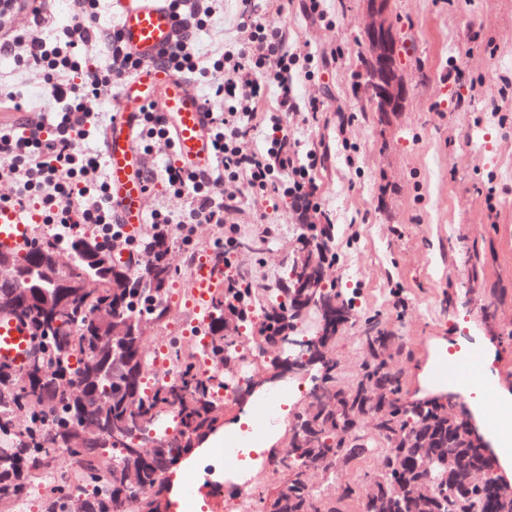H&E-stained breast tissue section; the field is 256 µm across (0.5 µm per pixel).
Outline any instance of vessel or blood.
Instances as JSON below:
<instances>
[{
    "label": "vessel or blood",
    "instance_id": "b4317fda",
    "mask_svg": "<svg viewBox=\"0 0 512 512\" xmlns=\"http://www.w3.org/2000/svg\"><path fill=\"white\" fill-rule=\"evenodd\" d=\"M112 10L124 49L141 61L138 71L120 85L103 139L112 200L120 223L131 230L145 220L147 189L135 147V132L145 108L162 112L172 131L174 151L188 168L207 170L215 160L209 141L210 117L202 99L189 92L185 78L158 63L179 28L168 0H112ZM33 234V224L19 209H0L1 251L25 248ZM216 282L211 264L200 260L189 291L198 309H205ZM31 352L27 326L18 317L1 314L0 363L23 369Z\"/></svg>",
    "mask_w": 512,
    "mask_h": 512
}]
</instances>
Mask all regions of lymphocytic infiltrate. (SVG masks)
Returning a JSON list of instances; mask_svg holds the SVG:
<instances>
[{
    "label": "lymphocytic infiltrate",
    "instance_id": "obj_1",
    "mask_svg": "<svg viewBox=\"0 0 512 512\" xmlns=\"http://www.w3.org/2000/svg\"><path fill=\"white\" fill-rule=\"evenodd\" d=\"M169 4L183 34L159 63L173 72L195 75L209 88L206 103L216 166L210 174L192 172L173 156L161 169H146L148 189L162 187L185 202L177 212L152 209L146 233L166 239L177 228L189 246L196 225L212 224L223 230L225 239H232L239 228L227 216L246 195L265 201L286 198L303 216L318 215L322 204L316 173L324 157L313 149L301 150L296 138L284 134L283 123L291 114L307 121L323 111L322 101L303 102L295 92L297 83L320 78L319 62L290 45L287 32L267 21L253 0H241L236 22L239 40L201 57L193 33L223 10V0L204 5L198 0H169ZM98 9L99 0H78L75 19L63 37L46 39L37 34L49 23L44 7L26 10L19 0H0V28L8 30V44L23 46V66L41 75L57 106L51 122L0 126V180L11 186L9 194H0V207L20 208L32 223L50 227L51 239L59 247L82 234L107 243L138 240L118 222L103 156L78 147L98 125L89 100L140 65L123 49L118 30L96 39ZM20 13L25 16L21 25L15 22ZM93 49L100 64L89 60ZM273 88L279 91L278 106L263 111ZM261 127L267 131L263 149H245V140Z\"/></svg>",
    "mask_w": 512,
    "mask_h": 512
}]
</instances>
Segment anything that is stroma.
I'll return each mask as SVG.
<instances>
[{
  "label": "stroma",
  "instance_id": "obj_1",
  "mask_svg": "<svg viewBox=\"0 0 512 512\" xmlns=\"http://www.w3.org/2000/svg\"><path fill=\"white\" fill-rule=\"evenodd\" d=\"M239 0H224V15L196 35L199 52L237 41ZM328 22L299 6L263 0L265 17L290 40L326 55L320 80L302 84L301 98L321 99L326 112L289 129L303 149L325 160L317 174L322 209L336 228L329 279L357 291L363 313L378 315L396 336L392 365L407 400H448L449 412L470 414L487 442L499 430L497 403L473 406L449 398L438 364L472 349L496 390L512 394V0H392L400 41L398 65L409 95L402 112L381 120L356 85L366 48L363 0H324ZM343 54L329 59L331 49ZM0 86L21 92V111L9 121L45 120L48 91L38 74L0 54ZM350 122L336 131L337 114ZM356 153H349V146ZM259 202L246 198L228 219L244 238H264L258 256H238L257 282L281 273L298 248L302 221L288 201L265 210V237L255 221ZM223 449H195L176 468L184 485L199 487L209 512L222 503L200 465Z\"/></svg>",
  "mask_w": 512,
  "mask_h": 512
}]
</instances>
